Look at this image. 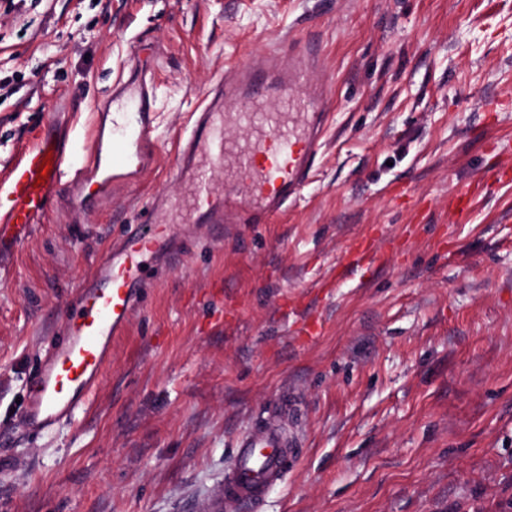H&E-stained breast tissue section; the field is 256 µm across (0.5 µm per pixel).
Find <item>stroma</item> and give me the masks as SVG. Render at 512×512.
Returning <instances> with one entry per match:
<instances>
[{
  "label": "stroma",
  "instance_id": "1",
  "mask_svg": "<svg viewBox=\"0 0 512 512\" xmlns=\"http://www.w3.org/2000/svg\"><path fill=\"white\" fill-rule=\"evenodd\" d=\"M318 40L333 90L308 185L266 224L176 226L76 418L13 425L80 280L180 199L178 136L226 71ZM148 50L159 166L0 252V512H204L283 394L288 474L239 512H512V0H0V171L43 120L80 143ZM464 194L463 210L449 200ZM361 240L372 271L342 275ZM323 320L316 340L295 334Z\"/></svg>",
  "mask_w": 512,
  "mask_h": 512
}]
</instances>
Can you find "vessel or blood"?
<instances>
[{
	"label": "vessel or blood",
	"mask_w": 512,
	"mask_h": 512,
	"mask_svg": "<svg viewBox=\"0 0 512 512\" xmlns=\"http://www.w3.org/2000/svg\"><path fill=\"white\" fill-rule=\"evenodd\" d=\"M316 44L269 54L209 91L206 110L196 113L178 142L176 175L187 186L182 215L154 198L151 223L136 225L83 279L81 308L68 316L63 339L45 356L29 385L21 415L31 435L50 431L86 407L112 361V344L123 336L141 304L145 273L159 257L175 254L171 229L177 220L193 224H264L283 212L305 188L326 127L325 88L295 107L293 90L319 65ZM153 82L139 76L116 85L95 122L92 147L73 161L74 144L54 116H47L30 144L0 175V251L20 249L52 207L94 213L112 202V190L150 168L158 126ZM278 99L274 110L259 96ZM52 169L37 183L44 157ZM223 176V189L213 179ZM292 437L269 417L241 434L224 493L205 512H238L260 504L285 475Z\"/></svg>",
	"instance_id": "vessel-or-blood-1"
}]
</instances>
